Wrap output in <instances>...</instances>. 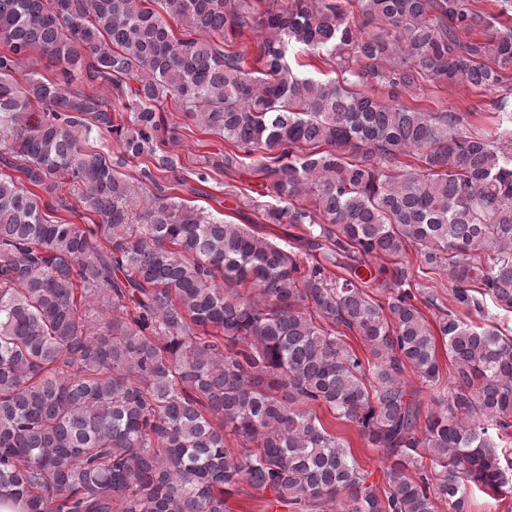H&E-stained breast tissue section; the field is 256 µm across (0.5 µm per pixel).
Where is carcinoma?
<instances>
[{"label": "carcinoma", "mask_w": 512, "mask_h": 512, "mask_svg": "<svg viewBox=\"0 0 512 512\" xmlns=\"http://www.w3.org/2000/svg\"><path fill=\"white\" fill-rule=\"evenodd\" d=\"M266 2L0 0V159L18 172L0 173V500L226 512L247 485L307 512H468L467 487L505 492L490 432L512 435V337L449 310L431 328L407 267L381 281L367 258L413 246L448 270L458 305L512 309V99L472 131L459 112L363 87H501L512 28L497 18L512 0L494 13L473 0ZM257 29L253 70L234 46ZM36 49L58 77L23 72ZM323 51L346 52L342 78L293 70L296 53ZM96 81L111 95L80 87ZM170 96L224 137V173L261 152L279 199L263 220L305 227L298 250L172 193L211 175H176ZM144 156L139 175L120 171ZM439 338L455 385L424 411L401 374L409 364L437 385ZM315 405L390 461L383 494Z\"/></svg>", "instance_id": "obj_1"}]
</instances>
